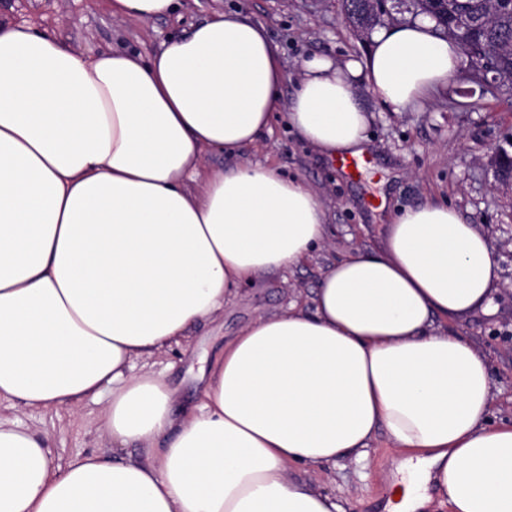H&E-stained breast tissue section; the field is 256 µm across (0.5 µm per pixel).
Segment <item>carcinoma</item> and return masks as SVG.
Wrapping results in <instances>:
<instances>
[{
    "mask_svg": "<svg viewBox=\"0 0 512 512\" xmlns=\"http://www.w3.org/2000/svg\"><path fill=\"white\" fill-rule=\"evenodd\" d=\"M411 19L431 17L442 9L443 20L435 31L450 39L462 38L468 46L490 59L498 74V90L512 103V11L495 10L490 0H406ZM345 19L360 33L372 29L367 0H341Z\"/></svg>",
    "mask_w": 512,
    "mask_h": 512,
    "instance_id": "obj_1",
    "label": "carcinoma"
}]
</instances>
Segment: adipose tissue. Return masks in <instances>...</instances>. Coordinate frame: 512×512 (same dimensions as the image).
<instances>
[{
  "mask_svg": "<svg viewBox=\"0 0 512 512\" xmlns=\"http://www.w3.org/2000/svg\"><path fill=\"white\" fill-rule=\"evenodd\" d=\"M180 0H108L146 23ZM457 44L429 19L375 33L366 61L303 60L290 101L264 28L214 13L152 56H85L0 18V404L73 409L144 455L54 461L0 417V512H346L290 469L361 459L377 431L418 451L393 512H512V421H494L487 357L462 332L493 314L499 265L445 202L392 215L384 245L335 259L310 307L225 342L198 405L174 418L160 374L258 273L298 267L328 235L320 195L245 159L279 113L324 158L366 153V82L406 109L446 86ZM234 159L207 170L204 152Z\"/></svg>",
  "mask_w": 512,
  "mask_h": 512,
  "instance_id": "ef3b65f1",
  "label": "adipose tissue"
}]
</instances>
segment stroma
Instances as JSON below:
<instances>
[{
	"label": "stroma",
	"mask_w": 512,
	"mask_h": 512,
	"mask_svg": "<svg viewBox=\"0 0 512 512\" xmlns=\"http://www.w3.org/2000/svg\"><path fill=\"white\" fill-rule=\"evenodd\" d=\"M218 10L239 12L263 25L287 77L282 89L286 98L294 91L303 59L326 55L338 63L361 60L372 45L370 38L343 22L337 0H181L177 14L147 23L113 17L107 0H0V15L34 26L74 51L90 53L113 46L146 56ZM472 87L468 71L458 68L448 87L401 112L359 88L358 102L373 121L368 131L371 166L358 179L318 157L283 115L257 147L246 150L251 160L299 176L317 191L330 232L325 246L305 264L258 275L225 303L217 320L190 328V346L154 359L153 371L175 391V415H182L199 398L195 374L203 350L237 335L258 316L284 312L294 302L308 306L332 259L379 248L386 224L400 209L443 201L476 224L501 269L493 296L495 314L475 311L454 327L487 355L498 389L495 415L512 419V190L496 182L490 163L495 148L512 139V112L504 111L491 95L474 93ZM106 404L101 396L86 400L75 413L25 410L17 417L22 426L49 437L55 462L62 466L79 454L110 452L119 459L142 455L139 445L113 448L111 437L100 427ZM406 457V451L393 447L380 432L370 440L363 460L331 471L299 468L291 476L336 495L347 512H384Z\"/></svg>",
	"instance_id": "obj_1"
}]
</instances>
